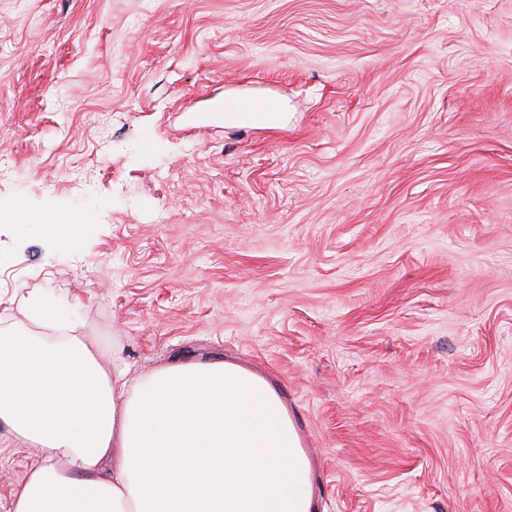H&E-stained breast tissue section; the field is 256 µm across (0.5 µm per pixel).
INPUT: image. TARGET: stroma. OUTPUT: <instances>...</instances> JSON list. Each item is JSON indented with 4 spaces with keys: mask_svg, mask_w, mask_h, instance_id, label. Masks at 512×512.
Wrapping results in <instances>:
<instances>
[{
    "mask_svg": "<svg viewBox=\"0 0 512 512\" xmlns=\"http://www.w3.org/2000/svg\"><path fill=\"white\" fill-rule=\"evenodd\" d=\"M0 210V327L261 374L317 512H512V0H0ZM272 107L271 101L266 98H250L239 100L236 98H227L224 100V112H239L235 114L224 113V121L228 123H238L247 121L249 123H258L267 126H273L280 120L279 112H269ZM245 112H266L260 116L252 117L250 113ZM21 306L26 310L29 319L38 325L56 329L65 328L70 323V317L41 294L31 292L21 300Z\"/></svg>",
    "mask_w": 512,
    "mask_h": 512,
    "instance_id": "stroma-1",
    "label": "stroma"
}]
</instances>
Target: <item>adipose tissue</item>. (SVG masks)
<instances>
[{"instance_id": "ef3b65f1", "label": "adipose tissue", "mask_w": 512, "mask_h": 512, "mask_svg": "<svg viewBox=\"0 0 512 512\" xmlns=\"http://www.w3.org/2000/svg\"><path fill=\"white\" fill-rule=\"evenodd\" d=\"M51 339L0 328V422L41 462L13 512H315L311 466L278 392L229 361L132 380L41 294Z\"/></svg>"}]
</instances>
